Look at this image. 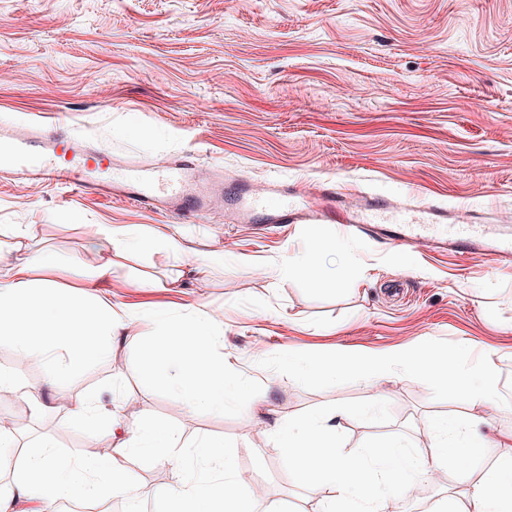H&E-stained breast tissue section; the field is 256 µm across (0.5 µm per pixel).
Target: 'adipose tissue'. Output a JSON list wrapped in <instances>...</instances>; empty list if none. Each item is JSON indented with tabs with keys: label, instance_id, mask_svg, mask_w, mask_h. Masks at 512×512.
<instances>
[{
	"label": "adipose tissue",
	"instance_id": "adipose-tissue-1",
	"mask_svg": "<svg viewBox=\"0 0 512 512\" xmlns=\"http://www.w3.org/2000/svg\"><path fill=\"white\" fill-rule=\"evenodd\" d=\"M90 232L105 246L106 255L97 265L77 268L76 277L83 283L121 276L127 258L145 251L164 252L179 265L194 260L204 267L224 263L218 252L195 257L184 236L162 228L94 224ZM52 265L51 257L35 250L13 264L8 277L0 278V343L10 344L28 361L60 357L62 366L48 377L55 394H63L71 369L107 356L114 339L146 328L151 332L143 348L147 384L168 386L188 408L202 412H220L228 403L249 401L248 388L230 378L223 356L215 352L220 331L206 310L196 308L177 317L163 309L117 308L109 297L61 288L42 278V271ZM457 360V353L424 344L380 355L336 352L304 359L292 354L287 364L300 379L320 373L333 378L352 371L370 384L399 369L426 372L437 389L451 397L495 403L492 364H485L473 379L449 376ZM71 410L75 420L88 423L98 439L109 440V448L81 459L48 443L19 451V473L10 489L0 492V512H51L54 503L67 496L90 502L104 496L133 499L139 484L128 467L130 457L136 453L158 461L173 457L178 438L172 431L143 423L127 428L116 442L112 412L98 400L79 399ZM236 454V448L219 441L197 443L193 459L202 473L185 484L157 490L165 512H243ZM464 512H512V452L502 455L472 488Z\"/></svg>",
	"mask_w": 512,
	"mask_h": 512
}]
</instances>
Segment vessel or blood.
<instances>
[{
    "label": "vessel or blood",
    "instance_id": "b4317fda",
    "mask_svg": "<svg viewBox=\"0 0 512 512\" xmlns=\"http://www.w3.org/2000/svg\"><path fill=\"white\" fill-rule=\"evenodd\" d=\"M0 164L17 176L39 184L91 191L102 199L144 205L178 219L208 222L223 210L228 224H322L333 222L349 230L385 224L395 242L417 248H442L469 257L492 243L501 261L512 262V240L501 237L485 217L461 214L449 219L446 206L434 203L415 214L411 205L379 194L362 195L351 203L336 187L272 181L258 186L248 179L213 172L200 179L190 157L167 161H132L91 149L67 131L52 128L27 131L0 127Z\"/></svg>",
    "mask_w": 512,
    "mask_h": 512
}]
</instances>
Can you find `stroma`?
Masks as SVG:
<instances>
[{
    "mask_svg": "<svg viewBox=\"0 0 512 512\" xmlns=\"http://www.w3.org/2000/svg\"><path fill=\"white\" fill-rule=\"evenodd\" d=\"M61 125L126 159L189 154L197 166L223 168L252 183L335 184L343 192L397 196L415 207L442 203L512 212V0H0V123ZM27 227L59 265L48 274L74 285L73 270L99 262L92 224L180 232L195 250L223 252L222 267L172 271L164 253L132 258L137 275L98 281L128 310L203 307L224 334L217 348L250 383L259 415L285 422L310 408L366 400L383 391L386 424L337 411L329 425L346 451L368 437L407 434L430 464L437 422L480 430L486 446L473 466L449 452L425 512L461 499L498 459L499 436L512 433V267L491 254L464 259L417 253L338 225L208 224L167 218L93 194L57 187L25 196L0 173V225ZM335 251L318 254L326 283L283 277L288 259L315 251L318 236ZM178 274L175 288H148L147 277ZM457 369L493 362L502 410L449 399L432 379L398 370L371 388L357 375L296 380L284 354L384 353L428 343L454 350ZM140 336H122L111 354L76 370L67 393L44 388L57 364L25 362L0 344V369L41 390L40 406L0 396V415L19 416L15 442H51L72 457L96 446L70 416L69 402L96 397L119 427L150 422L175 431L181 445L212 437L238 448L236 467L264 478L252 512L282 502L288 512H322L324 496L300 488L263 427L247 430L246 410L187 408L142 377ZM143 512H160L157 488L179 483L173 462L133 457Z\"/></svg>",
    "mask_w": 512,
    "mask_h": 512,
    "instance_id": "1",
    "label": "stroma"
}]
</instances>
